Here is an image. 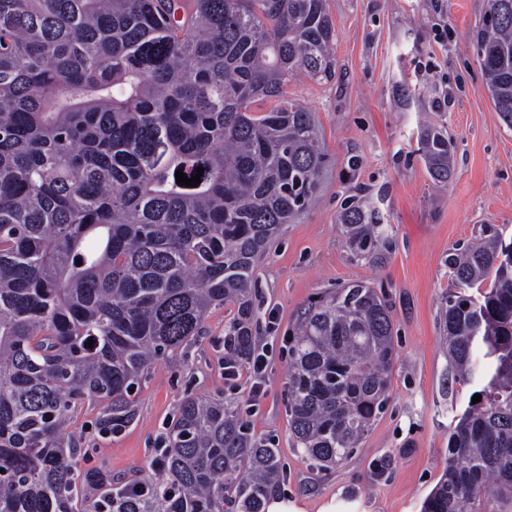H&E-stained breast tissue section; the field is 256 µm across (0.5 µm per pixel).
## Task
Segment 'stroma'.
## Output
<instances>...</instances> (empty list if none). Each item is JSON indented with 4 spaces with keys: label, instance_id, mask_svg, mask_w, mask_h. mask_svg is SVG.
I'll return each mask as SVG.
<instances>
[{
    "label": "stroma",
    "instance_id": "stroma-1",
    "mask_svg": "<svg viewBox=\"0 0 512 512\" xmlns=\"http://www.w3.org/2000/svg\"><path fill=\"white\" fill-rule=\"evenodd\" d=\"M328 8L335 78L301 76L287 86L313 113L326 162L311 204L255 273L254 333L268 359L259 395L250 394L249 368L225 377L224 324L235 309L214 307L195 344L153 365L137 419L122 435L98 433L97 405L78 410L70 431L82 438L83 467L107 465L118 480L145 477L179 400L191 393L236 400L252 433L278 449L274 512H421L440 481L449 432L481 389L455 373L443 343L448 253L487 224L512 242V129L493 107L472 45L484 0H328ZM427 128L452 143L448 183L431 178L418 151ZM346 202L377 207L388 224L389 239L374 254L348 248L339 221ZM355 281L385 297L397 357L387 409L346 461L323 471L288 429L289 339L305 309Z\"/></svg>",
    "mask_w": 512,
    "mask_h": 512
}]
</instances>
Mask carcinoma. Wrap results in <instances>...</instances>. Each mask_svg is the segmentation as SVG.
<instances>
[{"label":"carcinoma","mask_w":512,"mask_h":512,"mask_svg":"<svg viewBox=\"0 0 512 512\" xmlns=\"http://www.w3.org/2000/svg\"><path fill=\"white\" fill-rule=\"evenodd\" d=\"M473 40L512 128V0H484ZM335 42L327 0H0V512H267L280 459L231 400L184 396L141 480L82 469L66 431L87 402L101 434L130 426L135 388L214 306L237 307L224 357L248 359L255 268L324 163L285 86L335 77ZM259 101L273 105L257 116ZM420 143L448 182V137ZM199 167L198 186L176 183ZM340 220L364 255L387 235L374 209ZM448 269V348L486 384L421 512H512V251L491 225ZM289 354L290 434L340 464L387 405L389 307L349 283L308 310Z\"/></svg>","instance_id":"cac0c4a2"}]
</instances>
